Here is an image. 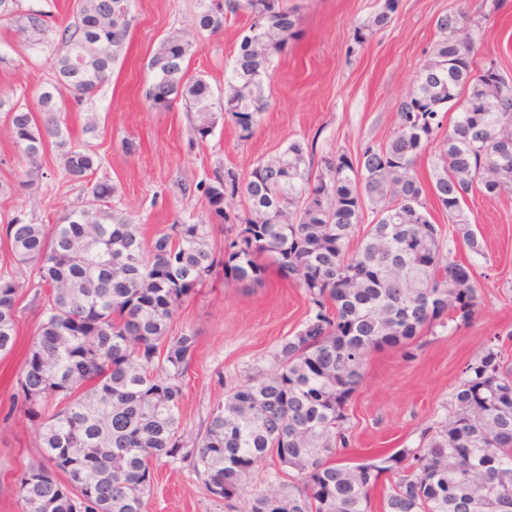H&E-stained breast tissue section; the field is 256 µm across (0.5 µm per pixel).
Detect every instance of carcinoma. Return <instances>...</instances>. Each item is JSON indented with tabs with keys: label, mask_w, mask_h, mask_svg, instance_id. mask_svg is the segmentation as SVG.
Segmentation results:
<instances>
[{
	"label": "carcinoma",
	"mask_w": 512,
	"mask_h": 512,
	"mask_svg": "<svg viewBox=\"0 0 512 512\" xmlns=\"http://www.w3.org/2000/svg\"><path fill=\"white\" fill-rule=\"evenodd\" d=\"M131 2L76 0L73 21L59 25L31 4L0 0V16L23 36L40 35L28 46L51 62L35 107L0 96L28 182L39 177L50 139L66 145L56 93L64 88L80 103L98 91L135 23ZM397 4L379 0L355 41L386 27ZM298 10L287 0H203L197 22L204 31H222L229 15L250 21L219 101L242 140L266 108L263 79L273 57L298 35ZM436 30L386 142L366 145L354 161L294 140L243 181L217 167L198 185L225 226L221 258L208 250L202 224H172L146 242L131 217L112 207L117 186L106 180L91 187L85 208L51 226L20 215L7 221L12 256L44 296L17 379L27 415L40 422L46 460L20 480L23 512H145L149 461L187 447L179 401L197 338L169 334L171 318L218 267L226 278L257 285L269 265L304 290L310 317L280 344L270 370L247 377L213 408L195 442L209 493L234 508L243 483L275 456L298 480L275 478L245 512H369L386 473L397 478L384 488L381 512H512V362L497 344L466 365L448 420L427 428L419 447L367 462L342 457L345 407L364 383L369 355L399 347L412 357L435 327L471 318L477 287L452 244L460 239L484 254L468 199L496 197L512 181V77L487 69L494 59L476 58L465 13L439 17ZM192 54L181 36L164 38L148 63L147 98L163 110L182 101L198 115L192 133L204 142L214 128L213 92L201 76L184 80ZM450 109L453 123L442 135ZM428 153L425 181L416 165ZM62 160L77 180L97 167L76 147ZM434 200L448 214L450 236L431 220ZM367 211L373 219L365 226ZM19 288L0 273V358L16 345Z\"/></svg>",
	"instance_id": "cac0c4a2"
}]
</instances>
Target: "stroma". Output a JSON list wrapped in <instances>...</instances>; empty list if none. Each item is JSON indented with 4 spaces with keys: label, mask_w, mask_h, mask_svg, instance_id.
Here are the masks:
<instances>
[{
    "label": "stroma",
    "mask_w": 512,
    "mask_h": 512,
    "mask_svg": "<svg viewBox=\"0 0 512 512\" xmlns=\"http://www.w3.org/2000/svg\"><path fill=\"white\" fill-rule=\"evenodd\" d=\"M295 2L300 35L264 78L269 105L250 139H239L234 124L220 115L207 140L197 141L182 104L159 111L145 97L147 64L172 33L195 45L187 77L205 78L214 96L223 97L224 72L248 32V21L231 18L215 35L199 30L200 0H134L135 24L110 78L79 104L60 91L66 140L95 155L96 178L116 184L113 205L131 215L145 240L175 223L201 224L209 249L223 255L224 233L197 189L216 167L244 179L257 161L278 156L294 140L314 143L320 154L339 150L356 157L366 144L389 139L398 126V104L414 88L437 39L440 16L466 13L479 55L494 56L512 75V0H398L388 26L361 45L353 39L354 29L373 15L376 0ZM0 53L9 57L0 64L1 91L30 99L50 81L45 55L29 53L13 24L1 19ZM40 164L42 178L21 187L27 163L0 114V183L12 188L0 196V228L19 213L26 222L51 225L64 212L87 204L89 184L66 174L55 143H48ZM468 213L485 240L486 254L473 256L460 242L453 255L477 282L475 312L468 323L422 337L415 357L397 348L370 355L365 383L347 406L350 456L418 447L424 429L447 419L466 365L494 337L503 338L512 357V193L471 198ZM39 307L34 289L21 288L16 347L0 359V512H21L19 479L43 459L38 425L16 397ZM309 311L304 290L273 269L261 285L218 279L182 303L170 332L198 338L179 403L187 442L204 432L228 390L273 365L281 341L302 329ZM149 467L146 512H228L223 500L208 492L191 458L164 457Z\"/></svg>",
    "instance_id": "1"
}]
</instances>
